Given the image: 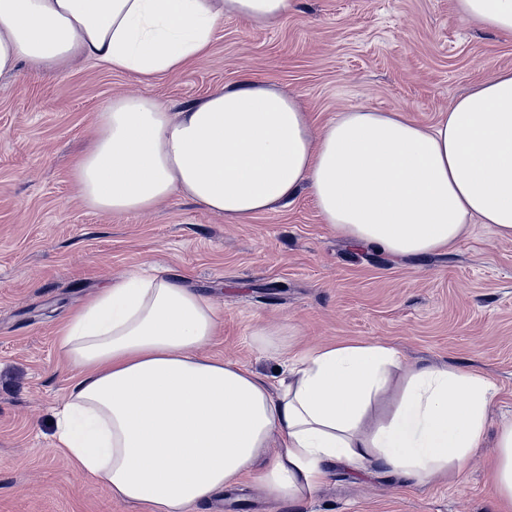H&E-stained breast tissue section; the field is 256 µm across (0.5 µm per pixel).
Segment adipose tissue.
I'll return each mask as SVG.
<instances>
[{
  "label": "adipose tissue",
  "mask_w": 512,
  "mask_h": 512,
  "mask_svg": "<svg viewBox=\"0 0 512 512\" xmlns=\"http://www.w3.org/2000/svg\"><path fill=\"white\" fill-rule=\"evenodd\" d=\"M454 2L461 16L512 36V0ZM293 7L0 0V73L83 59L151 80L205 57L224 17L263 27ZM97 129L72 177L101 212L137 214L178 195L246 224L306 189L335 234L395 257L453 247L471 224L512 239V69L431 125L363 106L319 127L293 96L246 75L178 112L147 96L115 98ZM220 324L210 298L178 274L142 271L97 290L57 335L75 374L56 413V448L115 500L196 512L249 478L275 498L305 499L333 463L426 485L461 475L483 445L496 387L475 369H404L391 346L343 341L288 358L273 388L205 355ZM397 368L400 391L388 402ZM496 448L492 494L512 512V421Z\"/></svg>",
  "instance_id": "1"
}]
</instances>
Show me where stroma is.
Listing matches in <instances>:
<instances>
[{
  "label": "stroma",
  "mask_w": 512,
  "mask_h": 512,
  "mask_svg": "<svg viewBox=\"0 0 512 512\" xmlns=\"http://www.w3.org/2000/svg\"><path fill=\"white\" fill-rule=\"evenodd\" d=\"M499 68H512V39L459 18L451 0H295L267 27L225 18L204 59L150 82L85 60L0 74V512H142L54 450L72 374L55 334L96 289L147 263L188 275L222 314L206 355L270 383L285 357L256 343L260 320L288 327L299 351L380 342L403 364L468 366L497 388L485 444L461 478L417 486L334 464L305 500L247 481L200 512H496L489 461L499 422L512 419V240L474 224L448 250L395 258L335 235L305 190L247 224L178 196L107 215L79 198L71 166L98 112L124 94L175 111L247 73L323 121L368 106L430 125Z\"/></svg>",
  "instance_id": "stroma-1"
}]
</instances>
